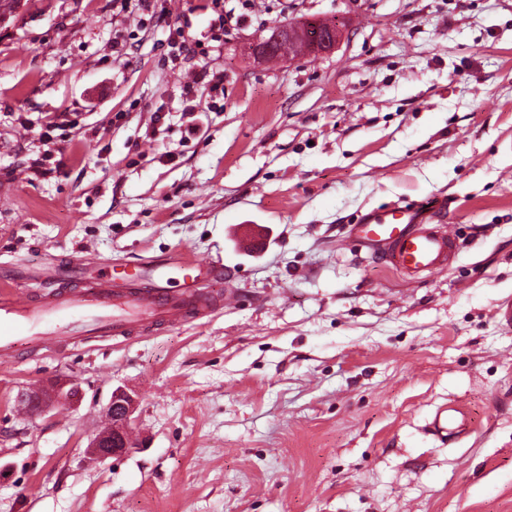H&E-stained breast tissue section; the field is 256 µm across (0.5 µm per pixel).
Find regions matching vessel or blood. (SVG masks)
I'll list each match as a JSON object with an SVG mask.
<instances>
[{
    "label": "vessel or blood",
    "instance_id": "b4317fda",
    "mask_svg": "<svg viewBox=\"0 0 512 512\" xmlns=\"http://www.w3.org/2000/svg\"><path fill=\"white\" fill-rule=\"evenodd\" d=\"M444 211L440 201H402L370 210L352 225L350 238L407 278L436 276L447 271L458 251L456 232L444 223ZM188 264L195 277L182 288L169 287L167 265L154 263L138 267L119 282L105 276L84 279L56 267L51 277L67 286L42 297L31 296L10 280L0 281V361L23 357L31 338L52 348L126 338L154 326L180 328L239 302L234 289L211 288L232 275L221 261L192 258ZM465 426L463 411L451 403L436 410L429 432L441 440L454 439Z\"/></svg>",
    "mask_w": 512,
    "mask_h": 512
}]
</instances>
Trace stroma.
Instances as JSON below:
<instances>
[{
	"label": "stroma",
	"instance_id": "stroma-1",
	"mask_svg": "<svg viewBox=\"0 0 512 512\" xmlns=\"http://www.w3.org/2000/svg\"><path fill=\"white\" fill-rule=\"evenodd\" d=\"M209 3L18 0L0 21V272L42 295L49 266L189 254L243 292L201 323L0 364V512H512V0H221L243 12L226 27ZM319 20L334 52L250 57L268 27ZM178 28L203 51L173 59ZM435 198L460 243L445 273L351 245L366 211ZM238 224L266 250L242 253ZM62 377L78 406L16 414ZM118 388L136 447L98 464ZM449 402L469 430L439 441Z\"/></svg>",
	"mask_w": 512,
	"mask_h": 512
}]
</instances>
